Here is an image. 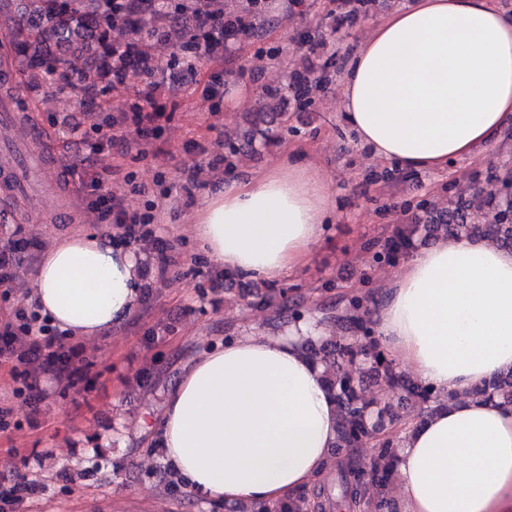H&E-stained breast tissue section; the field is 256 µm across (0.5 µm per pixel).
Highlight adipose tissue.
I'll use <instances>...</instances> for the list:
<instances>
[{
	"label": "adipose tissue",
	"mask_w": 512,
	"mask_h": 512,
	"mask_svg": "<svg viewBox=\"0 0 512 512\" xmlns=\"http://www.w3.org/2000/svg\"><path fill=\"white\" fill-rule=\"evenodd\" d=\"M344 84V117L378 159L447 169L512 127V16L492 0H417L377 26ZM333 209L323 176L286 156L208 198L196 232L225 270L273 281L307 262ZM33 293L53 325L95 338L143 291L129 247L90 234L45 257ZM372 319L389 359L453 397L393 429L401 512H512V405L471 395L512 371V249L438 238L405 259ZM306 333L301 324L215 344L169 393L160 444L198 496L277 505L326 474L335 402L302 345Z\"/></svg>",
	"instance_id": "ef3b65f1"
}]
</instances>
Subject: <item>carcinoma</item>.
Returning a JSON list of instances; mask_svg holds the SVG:
<instances>
[{
  "label": "carcinoma",
  "instance_id": "carcinoma-1",
  "mask_svg": "<svg viewBox=\"0 0 512 512\" xmlns=\"http://www.w3.org/2000/svg\"><path fill=\"white\" fill-rule=\"evenodd\" d=\"M375 0H338L337 8L353 18L367 12ZM16 9V15L29 12L38 23L17 31L15 60L31 79L43 85H56L71 91L83 87L105 89L126 83L127 74L136 70L146 87L159 83L160 73L179 70L188 73L218 49H228L240 37H262L275 19L267 16L265 0H241L237 13H223L217 0H120L112 11L97 18L95 36L98 48L86 51L91 32L86 27L89 14L97 10L95 0H0V10ZM177 29L181 36L166 62L154 64L143 43L164 39ZM232 72L217 71L205 87L208 96L221 93ZM329 81L327 68L292 76L280 86L263 85L258 101L264 109L249 114L250 127L235 139L224 141V164L250 152L256 144L265 145L279 138L288 123V112L281 107L292 102L303 110L314 94ZM495 189L486 193L491 204L489 223H467L463 211L456 212L452 224H405L395 228L381 245L374 247L377 262L389 261L417 247L419 235L439 237L448 234L467 237L492 236L512 248V170L493 179ZM340 327L342 335L308 336L304 339L310 357L324 367L323 378L337 409V436L329 481L302 492L286 503L270 507L264 503L243 502L224 506V512H393L389 485L397 464L400 441L391 435L378 443L362 462L349 454L387 430L399 419L395 405L377 396L366 398L364 382L383 380L397 388L399 400H414L432 412L440 405V394L403 377L387 358L375 336L373 323L363 307L362 297L342 299L336 318L323 317L315 329ZM478 398L496 397L512 404V372L475 388Z\"/></svg>",
  "mask_w": 512,
  "mask_h": 512
}]
</instances>
